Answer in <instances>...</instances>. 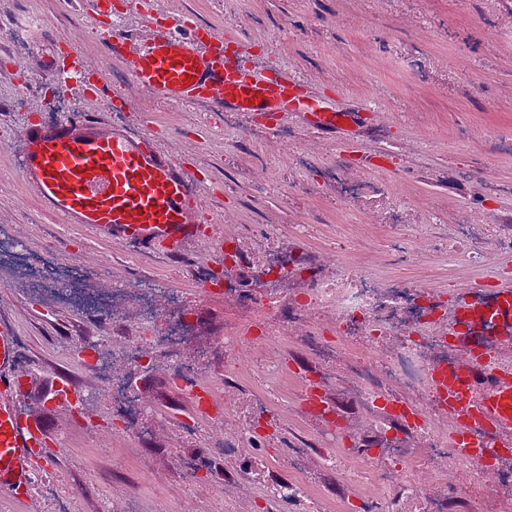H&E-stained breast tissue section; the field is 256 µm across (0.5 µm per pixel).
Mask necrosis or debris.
I'll use <instances>...</instances> for the list:
<instances>
[{"instance_id": "necrosis-or-debris-1", "label": "necrosis or debris", "mask_w": 512, "mask_h": 512, "mask_svg": "<svg viewBox=\"0 0 512 512\" xmlns=\"http://www.w3.org/2000/svg\"><path fill=\"white\" fill-rule=\"evenodd\" d=\"M353 164L352 157L343 153L329 156L323 164L325 184L335 188L340 201L376 204L382 223H404L412 203L395 200L390 194L378 195L379 182L371 175L370 159H362L363 174L358 178L350 175ZM472 231V224H458L448 240L436 246V254L441 256L452 250L467 266L487 265L491 252L474 245ZM319 266L314 253L285 250L275 241L260 256L238 244L225 248V296L244 299L245 293L233 274L242 268L251 270L261 290L258 302L270 325L269 330L257 336L235 334L225 338V384H233L238 376L236 353L246 344L256 351V370L278 379L296 378L304 390L312 384L322 389L333 384L348 388L369 411L383 413L391 422L385 453L394 466L383 470L384 480L401 484L409 497L422 505L423 512H446V481L431 482L416 477L415 472L425 460L440 471L451 465L456 472L459 512H483L482 499L474 492V485L501 484L512 479V471L500 466L497 448H483L478 460L455 448L454 436L466 425L444 424L441 399L429 378L434 367L459 356L449 339L455 305L431 284L394 280L384 285L374 273L352 269L342 258L326 274H319ZM286 313L304 320L310 329L302 340L304 359L283 353L291 337L280 326ZM328 317L336 326V340L332 343L315 335ZM155 318V309L143 306L139 320L145 334L114 342L111 354L98 352L84 363L85 369L98 374L104 392L132 417L141 413L143 403L132 388L110 376L109 358L141 359L163 350L174 352L179 331L191 324L189 312L176 310L175 333L156 336L149 332ZM170 379L195 391L200 420L212 417L217 387L203 383L192 366L179 360L172 365ZM300 415L319 420L335 432V447L324 451L326 465H333L352 440L343 416L325 402L305 403Z\"/></svg>"}]
</instances>
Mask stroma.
Segmentation results:
<instances>
[{
  "label": "stroma",
  "instance_id": "35a3bbf8",
  "mask_svg": "<svg viewBox=\"0 0 512 512\" xmlns=\"http://www.w3.org/2000/svg\"><path fill=\"white\" fill-rule=\"evenodd\" d=\"M170 9L223 33L248 61L270 74H288L354 111L350 130L323 136L297 123L294 142L274 140L260 151L224 134L216 108L154 103L152 111L118 115L107 122L156 133L173 162L194 173L203 186L198 199L202 222L191 244L193 258L211 252V240L233 235L262 250L267 236L288 235L304 224V247L321 260L337 253L375 268L379 278L427 281L454 292L457 277L490 279L512 288V256L498 255L489 270L467 269L458 255L438 260L430 245L446 239L459 221L489 224L512 213V161L490 138L512 136V0H169ZM33 0H0V33L23 32L18 51L0 57V226L13 241L0 243L10 256L21 245L20 269L0 267V321L11 326L22 354L26 412L40 419L47 445L56 454L52 470L34 475L27 512H333L347 501L350 512H374L373 467L354 455L322 464L314 453L295 467L290 447L296 435L329 440V432L294 412L295 388L268 389L260 374L241 376L228 396L238 402L237 421L251 420L250 402L265 396L285 425L272 444L236 450L220 422L199 424L192 391L170 385L171 361L163 354L149 368L124 367L146 405L128 433L99 395L98 380L78 364V347L98 340L128 339L142 332L138 306L116 284L134 287L150 277L180 292L181 306L195 317L179 347L203 378L223 374L217 341L225 330L255 333L263 322L259 306L203 294L184 267L143 254L105 237H87L80 225L63 224L28 197L19 171L21 135L43 121L34 89L57 91L63 113L89 112L91 86L77 83L48 64L65 56L76 27L109 24L106 0H43L48 23L34 21ZM375 86L377 97L365 96ZM416 101L404 109L406 98ZM384 125L385 137L366 132ZM370 153L382 186L397 185L417 207L441 211L440 223L381 228L374 210L341 203L323 193L321 166L333 150ZM308 159L294 168L297 153ZM490 180L497 194L475 195ZM79 260L84 280L58 296L37 291L30 281L44 261L67 269ZM69 381L91 393L86 413L74 404L52 401L55 386ZM222 464L230 481L222 495L203 478L204 466ZM303 480L307 491L285 501L282 485Z\"/></svg>",
  "mask_w": 512,
  "mask_h": 512
}]
</instances>
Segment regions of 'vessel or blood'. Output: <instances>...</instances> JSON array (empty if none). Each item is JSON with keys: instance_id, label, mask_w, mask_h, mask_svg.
<instances>
[{"instance_id": "obj_1", "label": "vessel or blood", "mask_w": 512, "mask_h": 512, "mask_svg": "<svg viewBox=\"0 0 512 512\" xmlns=\"http://www.w3.org/2000/svg\"><path fill=\"white\" fill-rule=\"evenodd\" d=\"M225 42V35L175 17L144 37L111 25L106 48L135 90L166 103L205 99L238 114H310L314 128L331 135L354 124V113L337 110L299 81L230 59ZM22 142L27 193L61 223L170 256L193 241L201 184L149 134L82 112L26 126ZM457 311L464 325L455 334L462 358L433 369L431 381L449 420L476 423L492 432L496 447L511 448L512 365L489 347L512 348V288L488 298L463 289ZM20 361L12 330L0 325V493L17 500L27 493L32 452L44 436L42 424L20 403Z\"/></svg>"}]
</instances>
